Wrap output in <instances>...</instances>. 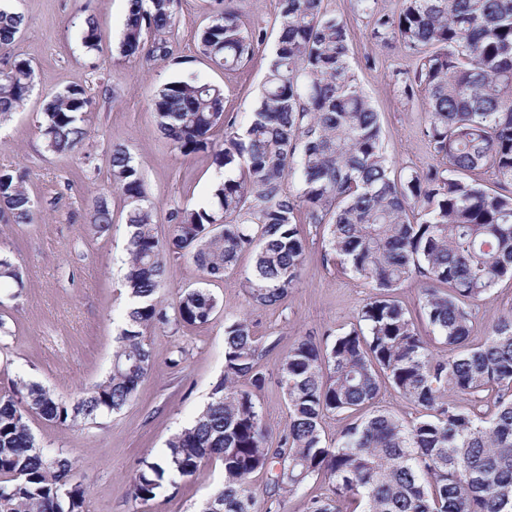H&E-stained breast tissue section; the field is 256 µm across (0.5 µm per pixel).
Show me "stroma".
I'll return each instance as SVG.
<instances>
[{"mask_svg": "<svg viewBox=\"0 0 512 512\" xmlns=\"http://www.w3.org/2000/svg\"><path fill=\"white\" fill-rule=\"evenodd\" d=\"M26 20L15 51L35 70L25 108L0 126V171L23 173L37 205L31 224H0V253L23 270L22 284L0 282V393L12 382L34 381L71 399L108 373L116 338L128 307L122 287L127 230L124 201L113 186L105 157L113 144L128 148L139 163L156 208L159 238L171 230L177 208L208 202L217 169L207 153L185 156L162 138L152 99L165 83L193 77L224 91V119L245 128L273 58L279 32V0H235L240 24L265 27L268 37L244 66L227 70L200 54L197 35L212 9L211 0H179L171 58L148 61L121 54L126 17L124 0H10ZM344 20L354 47L351 65L359 86L377 110L385 154L398 169L423 171L438 165L427 148V94L413 99L399 93L397 74L412 69L414 56L396 44L371 38L366 15L356 0H326ZM94 15L102 34L99 50L81 40L85 16ZM84 87L92 105L90 134L71 155L49 152L37 131L44 103L69 86ZM105 197L112 209L109 231L97 234L86 217L92 201ZM299 279L278 305L256 306L242 288L252 265L243 252L235 270L214 279L187 257L167 262L162 299L173 306L179 290L204 288L218 300L217 312L202 326L152 328L145 342L152 365L135 398L122 410L66 427L31 416L30 427L45 450H64L87 490L84 512H201L221 488L220 461L203 460L190 478L167 485L149 502L132 498L131 484L143 459H156L169 439L207 403L224 372V321L243 316L263 350L266 374L255 399L266 421L283 428L288 407L276 367L299 337L323 339L349 329L373 295L367 280L324 257L319 236L308 235ZM512 309V280L499 282L475 306L472 344L482 343L492 319ZM258 512H305V499L327 495L322 480H311L295 494L271 496L265 473L252 478Z\"/></svg>", "mask_w": 512, "mask_h": 512, "instance_id": "1", "label": "stroma"}]
</instances>
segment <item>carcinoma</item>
I'll return each mask as SVG.
<instances>
[{"instance_id": "obj_1", "label": "carcinoma", "mask_w": 512, "mask_h": 512, "mask_svg": "<svg viewBox=\"0 0 512 512\" xmlns=\"http://www.w3.org/2000/svg\"><path fill=\"white\" fill-rule=\"evenodd\" d=\"M234 0H217L198 34L201 54L227 68L242 65L265 38L244 34ZM371 19V36L399 42L417 56L399 79L401 96L428 93L429 150L443 165L426 172L394 169L383 150L378 113L350 67L353 44L345 23L324 0H279L275 57L248 127L224 123V92L193 79L173 80L152 101L162 136L184 156L211 153L224 170L209 202L169 213V237L154 232L155 208L139 164L115 145L106 161L125 200L127 272L133 305L118 337L109 373L64 400L36 382L0 395V512H83L87 495L72 479L62 450L39 446L28 416L60 425L120 411L147 374L150 327L209 323L216 297L203 288L179 293L173 314L160 300L166 262L190 257L211 278L236 267L242 252L253 265L242 284L259 306L281 302L303 265L307 238L298 220L322 233L325 255L369 280L374 296L356 324L330 339L300 337L278 362L288 424L272 447L247 380L266 377L260 345L244 317L224 321V372L195 420L168 442L158 460L144 461L132 483L136 500L157 497L164 483L193 476L201 460H221L224 486L203 512H242L255 500L251 478L270 474L273 493L292 494L310 480L327 481L306 512H512V309L498 315L488 336L469 345L472 309L501 280L512 279V0H401L396 14H378L373 0H356ZM120 50L166 60L175 37L176 0H131ZM25 17L0 8V122L23 107L34 87L29 62L12 53ZM82 42L99 46L93 16ZM91 99L70 86L45 104L39 132L48 151L76 152L89 135ZM225 124L224 144L212 139ZM300 171L298 193L284 190ZM34 201L24 176L0 172V223L31 224ZM98 232L112 224L98 197L88 212ZM23 281L0 256V280ZM423 285L420 319L448 355L434 353L412 313L395 297L407 280ZM421 407L409 423L373 404L382 385ZM455 392L479 399L495 392L483 414L441 399ZM352 419L326 442L328 414Z\"/></svg>"}]
</instances>
